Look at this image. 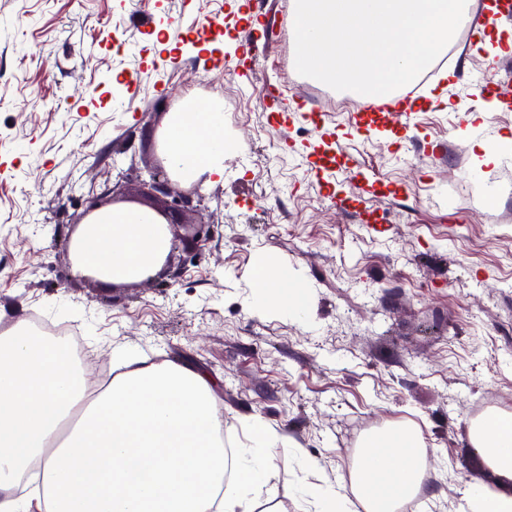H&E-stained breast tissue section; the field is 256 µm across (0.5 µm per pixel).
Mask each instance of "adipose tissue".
Returning <instances> with one entry per match:
<instances>
[{
  "label": "adipose tissue",
  "mask_w": 512,
  "mask_h": 512,
  "mask_svg": "<svg viewBox=\"0 0 512 512\" xmlns=\"http://www.w3.org/2000/svg\"><path fill=\"white\" fill-rule=\"evenodd\" d=\"M237 144L224 133L219 104H189L167 121L163 150L183 180L223 175ZM84 267L115 284L154 275L168 247L162 215L146 207H107L73 239ZM257 305L309 318L308 291L289 266L259 267ZM117 374L87 401L82 368L62 344L18 328L0 336V512H27L16 497L34 482L40 512H255L272 449L289 440L255 424L250 445L224 455V421L208 376L175 361L112 352ZM471 445L503 478L476 481L468 512H512V415L473 423ZM425 470L416 427L397 424L367 436L359 450L358 488L369 512H397Z\"/></svg>",
  "instance_id": "adipose-tissue-1"
}]
</instances>
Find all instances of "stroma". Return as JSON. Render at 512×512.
I'll list each match as a JSON object with an SVG mask.
<instances>
[{
    "instance_id": "1",
    "label": "stroma",
    "mask_w": 512,
    "mask_h": 512,
    "mask_svg": "<svg viewBox=\"0 0 512 512\" xmlns=\"http://www.w3.org/2000/svg\"><path fill=\"white\" fill-rule=\"evenodd\" d=\"M293 0H266V40L251 61L245 32L213 42L209 69L187 37L172 67L153 69L154 25L185 32L207 16L232 26L228 0H0V332L33 313L74 324L86 360L113 348L205 372L229 446L259 420L311 461L272 451L267 496L280 512H313L303 487L327 479L353 494L363 438L417 426L426 470L416 512H464V491L490 469L468 436L472 420L512 413V111L488 109L476 88L481 56L460 45L441 74L462 69L444 108L411 114L393 147L387 132L348 133L340 92L295 69ZM139 70L135 92L116 74ZM305 94L329 112L344 155L398 194L372 198L388 229L375 233L323 194L303 158L311 132L273 126L267 89ZM221 101L241 150L223 176L174 187L201 203L214 235L171 288L112 287L80 270L66 242L104 205L140 202L166 159L160 129L187 102ZM499 154L484 164L477 141ZM291 266L309 290L310 323L258 310L259 259Z\"/></svg>"
}]
</instances>
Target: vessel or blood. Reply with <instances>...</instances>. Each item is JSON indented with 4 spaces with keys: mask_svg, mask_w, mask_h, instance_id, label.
Wrapping results in <instances>:
<instances>
[{
    "mask_svg": "<svg viewBox=\"0 0 512 512\" xmlns=\"http://www.w3.org/2000/svg\"><path fill=\"white\" fill-rule=\"evenodd\" d=\"M260 10H249L242 27L249 37L242 46V54L252 57L256 44L262 40L263 34L256 27L260 18ZM512 20V0H492L484 6L477 21L471 25L469 45L483 49L488 39L497 36L504 22ZM444 84H437L431 95H423L418 87H410L401 92L388 94L376 101L355 106L348 113L349 125L357 135L368 137L376 131H392L405 134L406 118L412 112L430 105L432 100L442 99ZM265 106L273 124L288 127L294 123L309 125L315 138L308 155L309 170L320 188L327 196L335 195V182L338 174L346 165V159L336 148L335 131L330 127L325 113L307 108L305 100H295L287 104L282 92L268 93ZM354 190L349 196L339 199L340 206L353 209L365 226L375 232H384L386 224L377 216L376 210L367 208L366 196L375 194L380 186L379 180H371L361 176L353 183Z\"/></svg>",
    "mask_w": 512,
    "mask_h": 512,
    "instance_id": "vessel-or-blood-1",
    "label": "vessel or blood"
}]
</instances>
